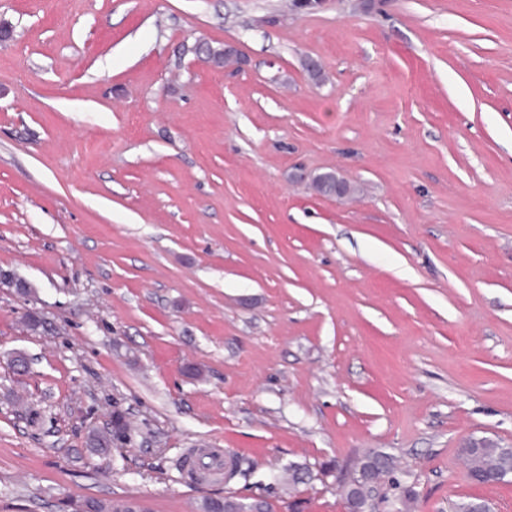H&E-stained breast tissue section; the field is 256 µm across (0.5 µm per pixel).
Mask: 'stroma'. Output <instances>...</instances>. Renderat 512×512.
I'll return each mask as SVG.
<instances>
[{
    "label": "stroma",
    "instance_id": "35a3bbf8",
    "mask_svg": "<svg viewBox=\"0 0 512 512\" xmlns=\"http://www.w3.org/2000/svg\"><path fill=\"white\" fill-rule=\"evenodd\" d=\"M0 26V270L35 289L0 288V512H346L329 467L369 450L413 512H512L459 451L512 446V0H0ZM330 171L356 193L316 194ZM116 410L137 434L90 454ZM195 448L238 475L186 478Z\"/></svg>",
    "mask_w": 512,
    "mask_h": 512
}]
</instances>
